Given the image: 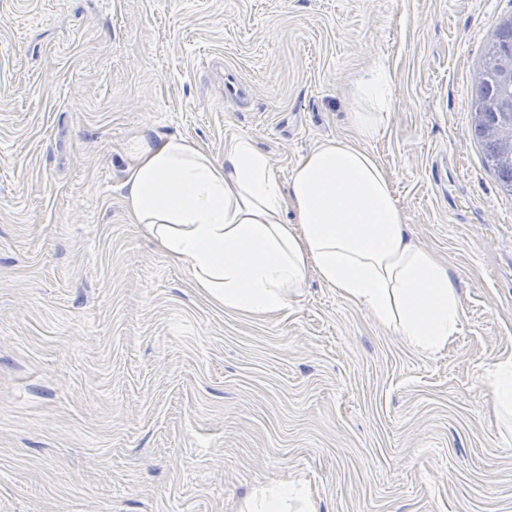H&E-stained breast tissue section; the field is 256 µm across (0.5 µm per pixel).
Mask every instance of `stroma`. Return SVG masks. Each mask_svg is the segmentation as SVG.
<instances>
[{"mask_svg": "<svg viewBox=\"0 0 512 512\" xmlns=\"http://www.w3.org/2000/svg\"><path fill=\"white\" fill-rule=\"evenodd\" d=\"M512 0H0V512H239L301 480L317 512H512V196L471 132ZM415 239L445 257L458 336L408 348L309 276L281 312L224 313L129 224L136 141L215 158L247 136L288 180L353 134ZM248 91L225 99L224 71ZM489 386L496 406L512 413V357L495 361Z\"/></svg>", "mask_w": 512, "mask_h": 512, "instance_id": "1", "label": "stroma"}]
</instances>
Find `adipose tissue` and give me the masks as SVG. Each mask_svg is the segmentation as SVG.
Returning <instances> with one entry per match:
<instances>
[{"mask_svg":"<svg viewBox=\"0 0 512 512\" xmlns=\"http://www.w3.org/2000/svg\"><path fill=\"white\" fill-rule=\"evenodd\" d=\"M354 134L317 144L281 182L250 138L223 159L180 135L140 140L123 182L125 215L214 306L244 315L284 310L309 273L368 308L411 349L432 354L457 336L463 309L448 263L413 237L391 181L362 148L391 104L378 68L357 86ZM240 512H316L291 480L259 486Z\"/></svg>","mask_w":512,"mask_h":512,"instance_id":"1","label":"adipose tissue"}]
</instances>
